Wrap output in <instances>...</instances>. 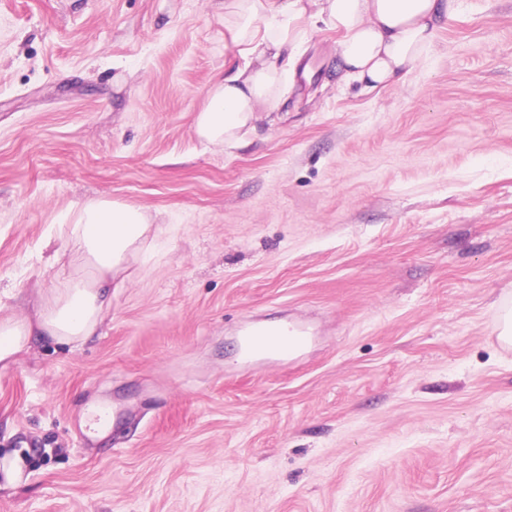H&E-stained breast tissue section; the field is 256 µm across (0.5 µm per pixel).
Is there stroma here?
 Masks as SVG:
<instances>
[{"label":"stroma","mask_w":512,"mask_h":512,"mask_svg":"<svg viewBox=\"0 0 512 512\" xmlns=\"http://www.w3.org/2000/svg\"><path fill=\"white\" fill-rule=\"evenodd\" d=\"M224 0H0V293L32 316L69 218H153L97 336L0 366V512H512V0H457L375 89L307 24L218 150ZM311 331L244 362L243 320Z\"/></svg>","instance_id":"stroma-1"}]
</instances>
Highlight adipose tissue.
<instances>
[{
  "label": "adipose tissue",
  "instance_id": "obj_1",
  "mask_svg": "<svg viewBox=\"0 0 512 512\" xmlns=\"http://www.w3.org/2000/svg\"><path fill=\"white\" fill-rule=\"evenodd\" d=\"M455 11L456 0H224V41L241 61L211 84L194 130L217 148L241 144L261 109L278 103L306 20L340 33L345 77L373 88L405 80ZM151 228L150 216L131 205L93 200L77 208L70 235L84 272L65 276L34 320L0 317V363L11 362L36 336L74 349L95 336L113 280Z\"/></svg>",
  "mask_w": 512,
  "mask_h": 512
}]
</instances>
